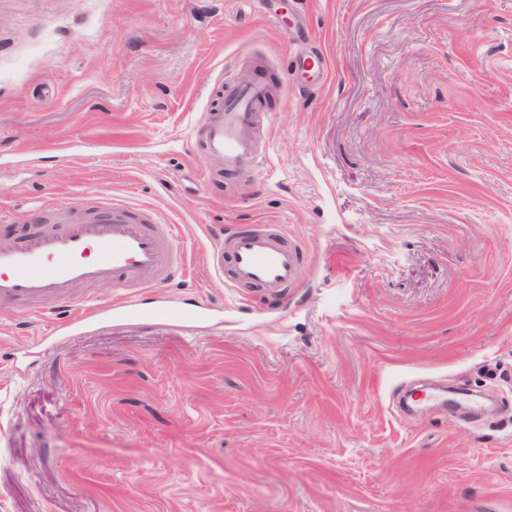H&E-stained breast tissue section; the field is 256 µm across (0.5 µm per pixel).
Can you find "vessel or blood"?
Wrapping results in <instances>:
<instances>
[{"label":"vessel or blood","mask_w":512,"mask_h":512,"mask_svg":"<svg viewBox=\"0 0 512 512\" xmlns=\"http://www.w3.org/2000/svg\"><path fill=\"white\" fill-rule=\"evenodd\" d=\"M269 93V85L257 80L238 86L223 104L208 109L202 139L205 159L219 161L228 172L256 165L259 152L253 130L257 109ZM180 257L171 225L115 206L68 219L63 227L33 232L15 246L0 248V300L55 303L93 283L122 288L146 273L162 283ZM227 263L233 266L235 287L259 286L281 294L297 279L299 254L275 229L262 225L225 237L223 250L214 252L209 264L219 273ZM217 318L215 308L173 298L156 296L148 303L124 298L108 309L89 304L79 317L55 324L48 337L56 341L110 322L149 321L188 328Z\"/></svg>","instance_id":"b4317fda"}]
</instances>
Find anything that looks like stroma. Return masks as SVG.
Returning <instances> with one entry per match:
<instances>
[{"mask_svg": "<svg viewBox=\"0 0 512 512\" xmlns=\"http://www.w3.org/2000/svg\"><path fill=\"white\" fill-rule=\"evenodd\" d=\"M260 72V158L209 175L202 115ZM115 202L223 323L45 341L149 273L0 304V512H512V0H0V244ZM255 224L287 297L209 267Z\"/></svg>", "mask_w": 512, "mask_h": 512, "instance_id": "1", "label": "stroma"}]
</instances>
